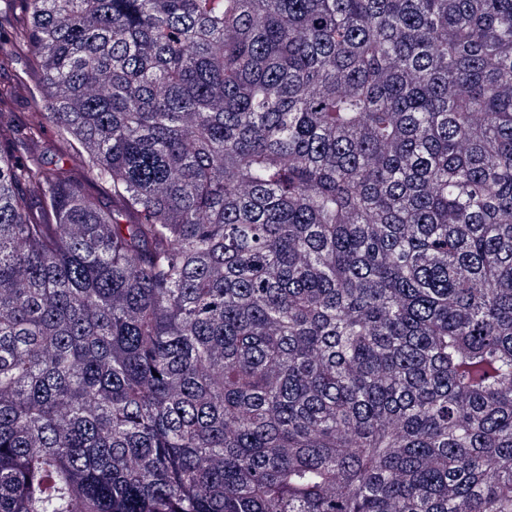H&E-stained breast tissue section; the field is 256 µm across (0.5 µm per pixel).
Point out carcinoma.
Listing matches in <instances>:
<instances>
[{
  "label": "carcinoma",
  "instance_id": "cac0c4a2",
  "mask_svg": "<svg viewBox=\"0 0 512 512\" xmlns=\"http://www.w3.org/2000/svg\"><path fill=\"white\" fill-rule=\"evenodd\" d=\"M21 60L0 512H512V0H0Z\"/></svg>",
  "mask_w": 512,
  "mask_h": 512
}]
</instances>
